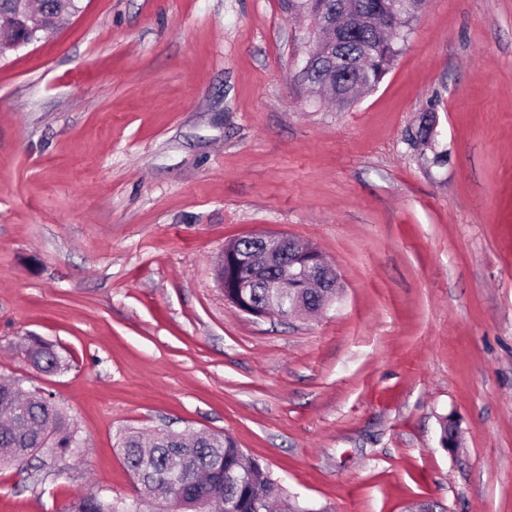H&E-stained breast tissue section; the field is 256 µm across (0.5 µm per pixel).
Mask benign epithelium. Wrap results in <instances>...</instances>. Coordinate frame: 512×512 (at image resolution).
Masks as SVG:
<instances>
[{"label": "benign epithelium", "instance_id": "7a95c632", "mask_svg": "<svg viewBox=\"0 0 512 512\" xmlns=\"http://www.w3.org/2000/svg\"><path fill=\"white\" fill-rule=\"evenodd\" d=\"M32 9L31 0H19L17 11L26 16L34 43L41 40L44 24ZM309 19L319 34V53L333 48L337 35L344 33L337 15L311 14ZM247 240L252 242L247 249L239 239L226 244L217 261L218 284L231 289V303L237 308L258 318L286 319L309 310L313 294L323 307L333 300L338 274L315 247L287 235L255 234Z\"/></svg>", "mask_w": 512, "mask_h": 512}]
</instances>
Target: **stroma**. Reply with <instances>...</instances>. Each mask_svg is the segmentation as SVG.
Here are the masks:
<instances>
[{"label":"stroma","mask_w":512,"mask_h":512,"mask_svg":"<svg viewBox=\"0 0 512 512\" xmlns=\"http://www.w3.org/2000/svg\"><path fill=\"white\" fill-rule=\"evenodd\" d=\"M79 6L0 58V378L79 440L0 468V512L132 495L118 438L163 428L233 436L328 512H512V0H424L342 109L282 0ZM252 234L315 246L336 301H227L215 261ZM28 358L32 366L41 372H51L59 366L55 352L44 344L33 345L28 351Z\"/></svg>","instance_id":"35a3bbf8"}]
</instances>
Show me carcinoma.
<instances>
[{
    "label": "carcinoma",
    "instance_id": "cac0c4a2",
    "mask_svg": "<svg viewBox=\"0 0 512 512\" xmlns=\"http://www.w3.org/2000/svg\"><path fill=\"white\" fill-rule=\"evenodd\" d=\"M328 10L356 8L360 19H350L349 31L338 37L328 55H314L309 78L327 79L329 94L336 104L346 106L362 92L375 87L401 52L394 40V30L384 31V17L394 8V0H312ZM44 11L56 25L64 26L75 11L76 0L61 7L60 0H42ZM32 366L41 372L58 368L55 352L37 343L28 351ZM13 408L16 421L0 424V465L23 463L33 450L41 447L44 426L53 428L57 447H68L73 430L62 411L50 398L37 397L15 387L14 382L0 380V408ZM124 462L134 479L135 499L148 492L165 499L171 481L181 492L185 503L210 499L224 504L219 512H257L260 504L267 512H296L300 505L286 493L281 484L258 460L249 457L235 440L219 434L181 442L175 436L156 439L151 446L142 444L135 431L120 439ZM183 458L182 469L173 474L169 468L175 456ZM64 512H114L112 502L96 495L74 498Z\"/></svg>",
    "mask_w": 512,
    "mask_h": 512
}]
</instances>
